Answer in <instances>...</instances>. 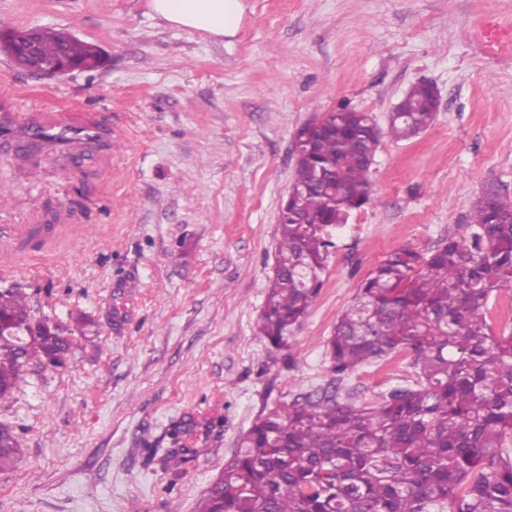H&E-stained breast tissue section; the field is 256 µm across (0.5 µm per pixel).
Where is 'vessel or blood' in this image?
<instances>
[{
    "label": "vessel or blood",
    "mask_w": 512,
    "mask_h": 512,
    "mask_svg": "<svg viewBox=\"0 0 512 512\" xmlns=\"http://www.w3.org/2000/svg\"><path fill=\"white\" fill-rule=\"evenodd\" d=\"M11 89L0 90V146L16 141H33L47 154L84 160L95 156L98 162L112 155V128L96 115L85 112L58 119L45 112L20 113L10 109ZM32 224H0V275L12 274L18 261L26 256V246L35 238Z\"/></svg>",
    "instance_id": "b4317fda"
}]
</instances>
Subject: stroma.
Segmentation results:
<instances>
[{"label": "stroma", "mask_w": 512, "mask_h": 512, "mask_svg": "<svg viewBox=\"0 0 512 512\" xmlns=\"http://www.w3.org/2000/svg\"><path fill=\"white\" fill-rule=\"evenodd\" d=\"M234 36L155 17L148 0H0L9 27L99 46L89 72L38 77L0 52V84L28 112H91L112 128V163L37 153L42 179L0 158V213L81 224L51 259L0 277L70 339L65 367L30 365L0 399L19 436L0 472V512H196L258 415L327 386L325 342L393 249L465 235L481 185L512 187V0H243ZM440 92L419 136L382 137L372 206L332 229L323 285L288 351L255 323L294 180L296 130L346 103L379 126L416 83ZM132 279L123 324L110 285ZM413 378L411 358L365 364L340 394L377 402ZM157 455L145 463V447Z\"/></svg>", "instance_id": "obj_1"}]
</instances>
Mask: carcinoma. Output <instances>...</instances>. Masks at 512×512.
Segmentation results:
<instances>
[{"instance_id": "obj_1", "label": "carcinoma", "mask_w": 512, "mask_h": 512, "mask_svg": "<svg viewBox=\"0 0 512 512\" xmlns=\"http://www.w3.org/2000/svg\"><path fill=\"white\" fill-rule=\"evenodd\" d=\"M39 56L92 64L99 48L39 30ZM436 117L430 87L413 85L387 131L409 139ZM346 105L297 138L294 194L280 209L274 277L258 335L290 347L292 328L322 287L328 229L372 202L381 135ZM468 237L422 254L398 247L367 275L327 341L331 384L357 367L409 351L417 380L375 405L339 390L305 392L261 413L206 489L196 512H512V336L497 337L490 299L512 288V202L491 180L476 194ZM57 329L30 317L22 292L0 290V397L32 363L66 365ZM19 452L0 425V471Z\"/></svg>"}]
</instances>
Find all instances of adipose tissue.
Wrapping results in <instances>:
<instances>
[{
	"label": "adipose tissue",
	"mask_w": 512,
	"mask_h": 512,
	"mask_svg": "<svg viewBox=\"0 0 512 512\" xmlns=\"http://www.w3.org/2000/svg\"><path fill=\"white\" fill-rule=\"evenodd\" d=\"M149 8L174 26L215 37L235 35L244 14L242 0H150Z\"/></svg>",
	"instance_id": "adipose-tissue-1"
}]
</instances>
